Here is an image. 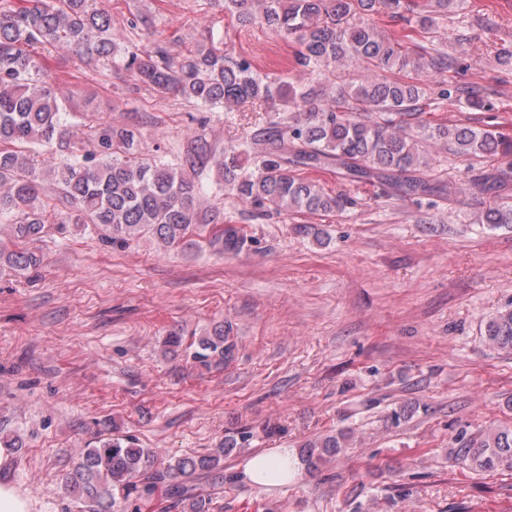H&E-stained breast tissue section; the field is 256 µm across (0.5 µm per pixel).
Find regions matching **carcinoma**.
<instances>
[{
  "label": "carcinoma",
  "instance_id": "carcinoma-1",
  "mask_svg": "<svg viewBox=\"0 0 512 512\" xmlns=\"http://www.w3.org/2000/svg\"><path fill=\"white\" fill-rule=\"evenodd\" d=\"M223 2L224 12L241 24H259L279 37L292 36L295 63L307 73L345 69L366 72L358 82L296 86L288 78L261 77L250 60L224 51L210 29L197 45L176 52L166 44L139 48L150 27L147 17L127 20L124 44L112 34V14L99 0H0V224L11 226L0 243V269L25 275L37 271L43 256L28 244L71 224L108 243L150 234L166 246L193 248L199 219L202 177L209 162L207 141L198 137L180 152H141L134 133L107 122L73 139L72 120L82 109L59 101L46 78L41 57L58 49L74 53L94 71L124 69L161 96L174 93L200 112L242 107L270 112L276 102L288 114L257 128L250 139L224 155L223 180L215 191L292 217L340 211L352 201L331 195L301 176L304 169L338 167L352 181H377L384 193L430 196L431 158L427 147H443L463 160L512 155V139L497 127L474 119L448 125L425 118L426 89L412 78L388 77L430 67L452 72L457 61L442 52H414L371 22L384 14L394 21L416 13L424 37L438 33L440 21L458 0H202ZM443 99L471 112L493 105L483 89L448 77ZM254 153V168L241 156ZM66 202L57 209L54 198ZM493 229L512 228V203L489 206L480 217ZM205 242L222 253L245 242L242 229L214 224ZM487 342L512 351V304L490 317ZM235 344L224 323L195 342L193 359L220 369ZM250 433L224 439L209 453L158 462L132 438H114L80 452L66 486L83 512H142L156 492H164L180 512H209L215 490L236 479L224 474V456L242 449ZM342 444L334 435L308 440L301 460L316 469ZM455 461L484 472L512 469V428L454 450Z\"/></svg>",
  "mask_w": 512,
  "mask_h": 512
}]
</instances>
